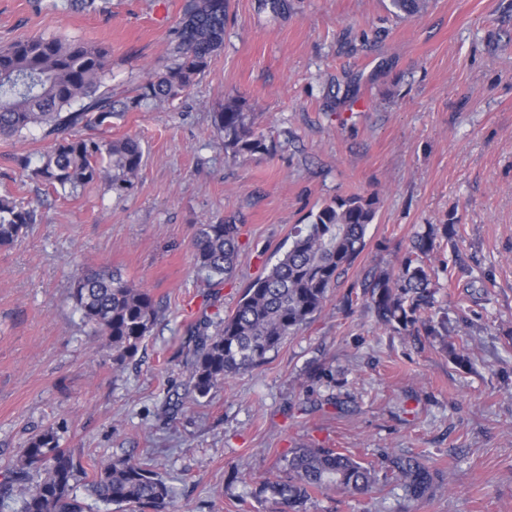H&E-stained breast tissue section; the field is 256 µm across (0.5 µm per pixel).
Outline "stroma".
<instances>
[{
  "instance_id": "35a3bbf8",
  "label": "stroma",
  "mask_w": 512,
  "mask_h": 512,
  "mask_svg": "<svg viewBox=\"0 0 512 512\" xmlns=\"http://www.w3.org/2000/svg\"><path fill=\"white\" fill-rule=\"evenodd\" d=\"M184 0H106L102 12L0 0V46L65 36L110 47L118 94L162 70ZM230 0L224 47L189 94L127 113L145 164L118 198L104 185L63 198L20 169L51 142L0 139V196L41 223L0 248V476L27 439L58 429L82 463L133 455L171 486L177 512H287L265 481L302 444L376 469L365 495L327 491L306 512H512V0H429L399 19L389 0ZM237 97L268 152L232 158L212 114ZM379 200L366 247L303 330L195 405L178 350L203 315L230 314L331 200ZM234 220V276L209 297L192 268L199 225ZM459 224L458 252L432 260L459 366L429 336L380 328L361 283L392 267L428 224ZM461 261L469 276L449 280ZM108 267L150 291L159 320L112 365L69 298L77 268ZM437 469L409 500L393 462Z\"/></svg>"
}]
</instances>
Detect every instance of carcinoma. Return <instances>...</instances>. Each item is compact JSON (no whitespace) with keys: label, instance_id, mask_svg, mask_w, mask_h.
<instances>
[{"label":"carcinoma","instance_id":"carcinoma-1","mask_svg":"<svg viewBox=\"0 0 512 512\" xmlns=\"http://www.w3.org/2000/svg\"><path fill=\"white\" fill-rule=\"evenodd\" d=\"M397 16H415L426 0H390ZM228 0H185L170 43L169 63L140 82L132 94L117 98L107 85L110 50L65 37L36 38L0 47V137L40 129L52 147L31 165H18L47 190L68 195L102 183L121 197L136 186L145 154L136 137L107 136L112 118L170 104L188 94L198 75L224 46ZM213 125L224 136L232 157L269 151L264 135L253 128L251 114L238 99L213 112ZM95 127L96 137L77 129ZM377 213V198L351 195L324 204L308 224L290 234L291 243L277 262L245 289L234 311L218 320L203 318L186 329L185 364L193 402L202 404L230 378L262 364L282 341L311 322L329 290L365 248V231ZM38 221L34 207L0 197V248L21 240ZM239 227L232 222L197 228L193 269L220 285L239 261ZM455 224H429L412 239L394 270H379L362 284L375 323L395 332L448 335V323L426 315L434 304L431 256L441 242L454 248ZM70 299L81 322L112 351L121 367L139 351L153 330L158 306L149 291L105 269L75 275ZM396 469L408 498L424 500L439 482V472L416 460H400ZM284 475L267 482L282 504L296 508L326 490L363 494L377 484L373 468L334 448L300 445L284 459ZM116 512H165L171 487L131 456L92 465L60 443L48 428L30 437L12 471L0 480V501L20 503L19 512H87L78 486Z\"/></svg>","mask_w":512,"mask_h":512}]
</instances>
